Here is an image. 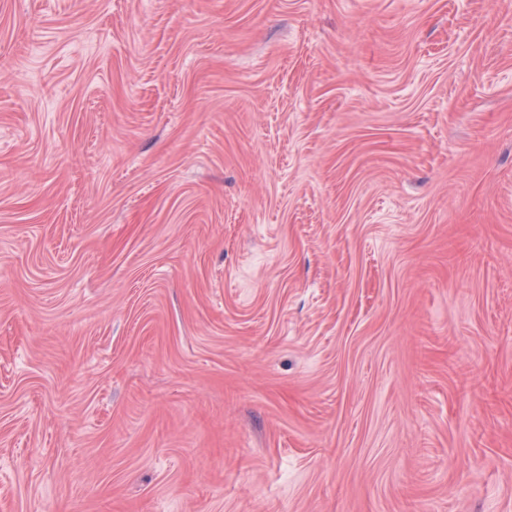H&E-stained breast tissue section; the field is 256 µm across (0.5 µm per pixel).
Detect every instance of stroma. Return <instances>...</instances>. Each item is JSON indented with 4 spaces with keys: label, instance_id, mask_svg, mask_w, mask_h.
Here are the masks:
<instances>
[{
    "label": "stroma",
    "instance_id": "stroma-1",
    "mask_svg": "<svg viewBox=\"0 0 512 512\" xmlns=\"http://www.w3.org/2000/svg\"><path fill=\"white\" fill-rule=\"evenodd\" d=\"M0 512H512V0H0Z\"/></svg>",
    "mask_w": 512,
    "mask_h": 512
}]
</instances>
